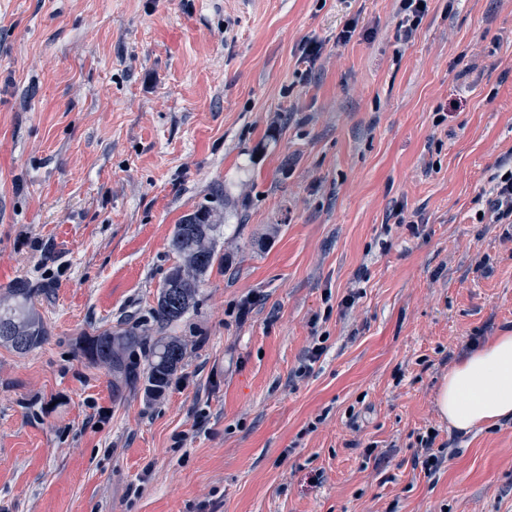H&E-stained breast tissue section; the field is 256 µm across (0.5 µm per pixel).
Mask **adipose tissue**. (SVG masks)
<instances>
[{"label":"adipose tissue","instance_id":"adipose-tissue-1","mask_svg":"<svg viewBox=\"0 0 512 512\" xmlns=\"http://www.w3.org/2000/svg\"><path fill=\"white\" fill-rule=\"evenodd\" d=\"M449 425L470 432L512 418V330L476 346L448 372L436 398Z\"/></svg>","mask_w":512,"mask_h":512}]
</instances>
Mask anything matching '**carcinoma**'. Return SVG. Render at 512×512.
<instances>
[{
	"instance_id": "cac0c4a2",
	"label": "carcinoma",
	"mask_w": 512,
	"mask_h": 512,
	"mask_svg": "<svg viewBox=\"0 0 512 512\" xmlns=\"http://www.w3.org/2000/svg\"><path fill=\"white\" fill-rule=\"evenodd\" d=\"M221 225L213 222V209L202 207L175 225L171 251L177 262L159 289L150 317L158 327L179 321L196 302L201 284L215 260V234ZM39 289L26 281L10 287L11 302L0 305V343L18 352L38 345L45 330L37 316L33 298ZM148 346L145 390L161 396L171 384L184 358V344L176 336H148V328L114 334L106 331L88 337L78 346L79 354L93 365L112 370L117 384L137 379L139 364L131 357L137 346Z\"/></svg>"
}]
</instances>
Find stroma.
<instances>
[{
  "instance_id": "stroma-1",
  "label": "stroma",
  "mask_w": 512,
  "mask_h": 512,
  "mask_svg": "<svg viewBox=\"0 0 512 512\" xmlns=\"http://www.w3.org/2000/svg\"><path fill=\"white\" fill-rule=\"evenodd\" d=\"M428 6L0 0V293L39 287L46 329L0 344V512H512V421L436 403L448 353L512 329V0ZM204 205L183 365L113 388L78 346L148 320ZM399 8L410 21L406 32H413L418 27L428 11V0H399ZM489 200L496 215V223L512 224V156H505L499 164L498 174ZM429 431H432V434H429ZM438 436V431L431 428L424 435L420 434L417 437L418 446L413 454L412 462L414 467L420 466L421 470L428 475L438 471L442 464L448 461V456L451 454L452 439L450 438L435 447Z\"/></svg>"
}]
</instances>
